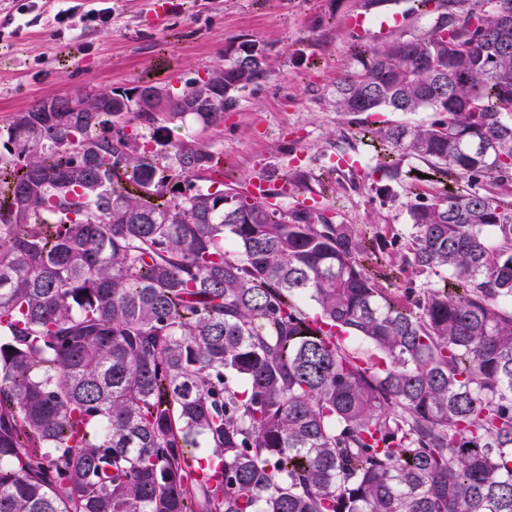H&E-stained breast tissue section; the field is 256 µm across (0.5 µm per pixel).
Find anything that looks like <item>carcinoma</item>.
<instances>
[{"instance_id":"carcinoma-1","label":"carcinoma","mask_w":512,"mask_h":512,"mask_svg":"<svg viewBox=\"0 0 512 512\" xmlns=\"http://www.w3.org/2000/svg\"><path fill=\"white\" fill-rule=\"evenodd\" d=\"M428 17L332 92L336 111L430 112L366 131L453 180L512 176V0H408ZM243 42L179 96L77 94L0 134V512H512V199L470 187L409 211L403 302L370 238L324 212L198 187L202 145L267 79ZM185 181L188 189L169 193Z\"/></svg>"}]
</instances>
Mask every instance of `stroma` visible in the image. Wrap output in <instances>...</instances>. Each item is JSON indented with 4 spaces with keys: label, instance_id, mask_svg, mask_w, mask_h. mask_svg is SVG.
Listing matches in <instances>:
<instances>
[{
    "label": "stroma",
    "instance_id": "obj_1",
    "mask_svg": "<svg viewBox=\"0 0 512 512\" xmlns=\"http://www.w3.org/2000/svg\"><path fill=\"white\" fill-rule=\"evenodd\" d=\"M0 0V128L12 113L68 93L157 84L173 93L203 78L242 42L262 48L270 75L237 93L219 124L195 116L142 122L149 140L192 139L224 163V188L243 191L262 172L288 175L302 196L319 194L334 221L367 229L378 246L367 265L379 287L402 295L425 276L404 269L409 207L445 189L430 166L400 159L403 180L388 183L383 150L366 137L399 112H337L331 92L353 69L355 38L346 28L360 0H111L112 21L86 22L99 0H70L72 16L56 23L57 0ZM390 184L388 197L376 194Z\"/></svg>",
    "mask_w": 512,
    "mask_h": 512
}]
</instances>
